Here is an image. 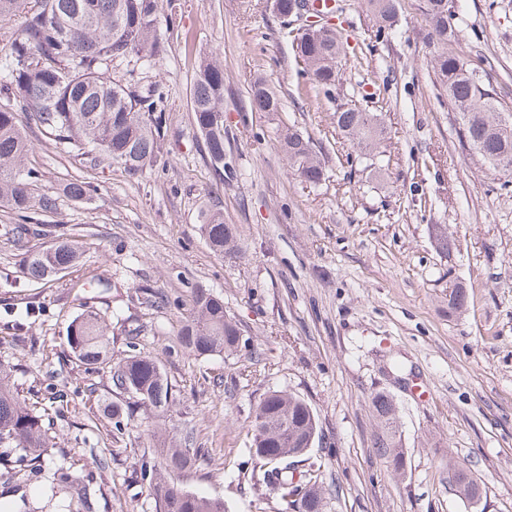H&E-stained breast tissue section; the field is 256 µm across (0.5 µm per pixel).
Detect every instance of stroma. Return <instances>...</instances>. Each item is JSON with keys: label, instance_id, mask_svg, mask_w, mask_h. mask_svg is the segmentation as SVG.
Here are the masks:
<instances>
[{"label": "stroma", "instance_id": "stroma-1", "mask_svg": "<svg viewBox=\"0 0 512 512\" xmlns=\"http://www.w3.org/2000/svg\"><path fill=\"white\" fill-rule=\"evenodd\" d=\"M332 18L344 51L336 84L310 102L296 58L301 23L272 0H159L173 16L164 50L143 84L164 97L155 163L130 174L91 163L39 127L26 128V163L56 206L0 207V361L13 366L26 403L53 420L64 463L90 478L91 510L159 512L141 477L163 433L198 449L187 490L224 502L225 512H289L259 482L252 413L268 391L299 395L318 417L306 453L327 512H512V174L494 171L460 141L447 92L435 81L443 47L429 34L422 0H400L395 33L377 35L365 0H337ZM458 38L446 49L477 68L512 109V0H458ZM224 65V179L216 181L193 124L190 90L200 56ZM276 89L281 110L254 112L256 77ZM378 113L385 134L376 167L358 158L334 112ZM293 127L321 150L324 178L292 170L280 131ZM86 182L78 201L64 188ZM222 212L238 254L213 251L201 213ZM30 246L59 237L83 246L79 265L47 282L28 280L12 228ZM445 225L439 249L434 225ZM468 295L459 311L448 294ZM221 296L245 347L198 356L177 336L193 289ZM166 296L150 307L146 291ZM106 313L113 360L138 350L163 366L168 411L135 410L114 425L99 401L108 374L69 355L66 330L80 304ZM394 395L405 467L393 472L374 448L372 398ZM106 459L105 468L92 465ZM481 480L479 503L458 497L448 465ZM47 475L0 472V512L43 506Z\"/></svg>", "mask_w": 512, "mask_h": 512}]
</instances>
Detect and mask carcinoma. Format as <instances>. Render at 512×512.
I'll use <instances>...</instances> for the list:
<instances>
[{"mask_svg":"<svg viewBox=\"0 0 512 512\" xmlns=\"http://www.w3.org/2000/svg\"><path fill=\"white\" fill-rule=\"evenodd\" d=\"M382 33L396 26L399 0H366ZM455 0H425L431 37L442 44L457 36L453 19ZM20 16L14 37L0 49V207L26 212L37 206L55 207L47 194L34 195L36 176L23 165L30 151L23 130L42 128L78 156L100 155L126 171L138 173L153 162L162 135L163 94L155 87L136 89L138 81L112 80L115 62L151 67L162 52L163 38L158 0H0V20ZM343 42L334 32L322 37L315 29L298 34L296 52L308 76L306 92L320 93L336 85V59ZM437 81L459 117L461 135L484 163L493 169L512 168V119H500L501 110L492 89L470 71L453 52L434 59ZM253 112H277L280 98L263 79L253 82L249 93ZM194 125L203 138L208 159L219 180H224V67L206 58L195 74L191 93ZM336 128L357 146L371 149L383 128L379 115L357 106L340 107L334 113ZM281 144L289 166L304 181L317 185L324 177L313 142L287 128ZM201 230L210 247L219 253L234 251L232 229L220 213L205 216ZM26 277L46 281L72 269L82 252L76 241L57 238L46 247L25 252ZM180 344L198 355L233 352L241 331L224 312V300L206 288L192 292L190 313L180 325ZM69 354L95 371L107 370L116 390L133 402L122 406L108 402L104 413L121 427L135 407L165 411L171 405V385L154 359L133 353L114 363L107 357L108 325L101 312L84 309L67 327ZM381 433L375 441L379 456L395 472L404 467L399 416L392 396L376 394L372 401ZM253 431L263 436L264 446L252 449L261 463L259 480L287 502L292 512H324L325 492L319 485L300 492V482L312 474L299 469L297 453L318 432L316 416L301 397L273 390L253 407ZM43 415L21 400L10 365L0 362V468L25 462L36 472H48L51 495L79 491L82 480L56 461ZM195 449L175 444L160 458H145L141 474L148 481L161 512H224V501L200 496L170 482L167 471H186ZM451 465L458 491L478 500L481 484Z\"/></svg>","mask_w":512,"mask_h":512,"instance_id":"1","label":"carcinoma"}]
</instances>
